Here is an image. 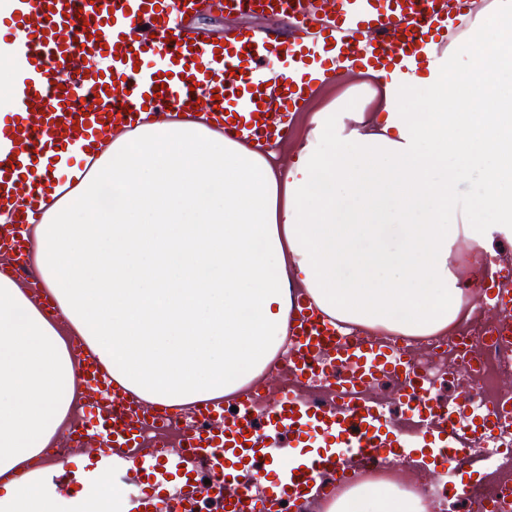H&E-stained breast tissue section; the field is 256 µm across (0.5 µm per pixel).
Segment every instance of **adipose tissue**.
I'll list each match as a JSON object with an SVG mask.
<instances>
[{"mask_svg":"<svg viewBox=\"0 0 512 512\" xmlns=\"http://www.w3.org/2000/svg\"><path fill=\"white\" fill-rule=\"evenodd\" d=\"M475 70L413 75L383 100L390 137L354 134L336 149V106L313 141L275 165L225 139L210 117L158 120L86 143L85 167L26 215L52 309L0 274V512H125L104 472L63 495L46 451L70 428L71 337L150 404L233 400L286 348L293 297L347 324L422 339L465 320L450 259L459 240L512 223V16L490 18L470 47ZM426 87L427 109L408 94ZM489 192L472 221L450 204L471 170ZM324 512H430L410 483L369 478Z\"/></svg>","mask_w":512,"mask_h":512,"instance_id":"adipose-tissue-1","label":"adipose tissue"}]
</instances>
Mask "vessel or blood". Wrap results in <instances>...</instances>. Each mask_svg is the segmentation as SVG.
<instances>
[{"label": "vessel or blood", "instance_id": "obj_1", "mask_svg": "<svg viewBox=\"0 0 512 512\" xmlns=\"http://www.w3.org/2000/svg\"><path fill=\"white\" fill-rule=\"evenodd\" d=\"M198 0H14L0 19V46L18 44L25 67L19 106L0 120V202L36 195L57 183L48 158L69 143L90 139L140 107L197 109L224 119V136L258 155L287 144L294 125L323 90V78L356 77L382 92L414 73L447 61L460 38L475 39L485 15H512V0H231L229 13L265 15L264 29L235 28L218 40L178 33L177 21ZM24 42H17V33ZM109 70L95 66L99 57ZM284 78L262 79L269 61ZM484 302L512 318V289L497 269L485 273ZM290 325L288 372L296 380L325 382L335 408L289 393L275 398L255 390L236 411L202 404L183 421L172 411L143 409L113 385L97 360L75 343L76 370L88 394L71 439L98 453L92 467L128 490L132 474L143 485L130 493V512H196L201 491L223 499L231 512H281L301 503L327 473L345 480L339 451L359 461L399 459L413 448L450 463L466 455L469 439L491 436L512 420V396L479 416L460 403L438 401L431 382L393 341L352 336L316 310H296ZM383 378L398 386L410 424L400 427L366 389ZM163 437L151 453L139 434ZM295 457L279 468L275 448ZM253 494L250 478H268ZM60 491L83 489L66 461L52 474Z\"/></svg>", "mask_w": 512, "mask_h": 512}]
</instances>
